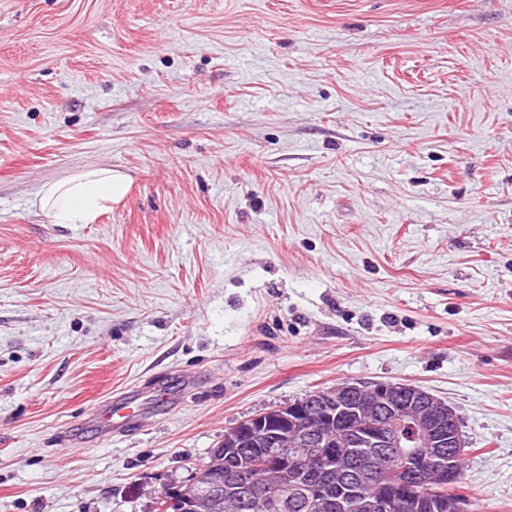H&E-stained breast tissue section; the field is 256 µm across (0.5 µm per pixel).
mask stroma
Masks as SVG:
<instances>
[{"instance_id":"35a3bbf8","label":"stroma","mask_w":512,"mask_h":512,"mask_svg":"<svg viewBox=\"0 0 512 512\" xmlns=\"http://www.w3.org/2000/svg\"><path fill=\"white\" fill-rule=\"evenodd\" d=\"M93 165L127 197L51 223ZM343 381L444 400L512 512V0H0V512H151ZM131 188L129 177L104 166L90 167L47 183L35 205L54 224H94L99 215L119 204ZM140 398L139 391L132 389L107 399L94 413L99 431L105 436H119L130 424H140Z\"/></svg>"}]
</instances>
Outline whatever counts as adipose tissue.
Wrapping results in <instances>:
<instances>
[{
    "mask_svg": "<svg viewBox=\"0 0 512 512\" xmlns=\"http://www.w3.org/2000/svg\"><path fill=\"white\" fill-rule=\"evenodd\" d=\"M131 188L120 171L94 166L68 178L47 183L35 204L54 224H91L119 204Z\"/></svg>",
    "mask_w": 512,
    "mask_h": 512,
    "instance_id": "obj_1",
    "label": "adipose tissue"
}]
</instances>
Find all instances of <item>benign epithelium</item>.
<instances>
[{
  "mask_svg": "<svg viewBox=\"0 0 512 512\" xmlns=\"http://www.w3.org/2000/svg\"><path fill=\"white\" fill-rule=\"evenodd\" d=\"M260 439L261 461L251 449L235 447L239 428ZM465 454L459 418L443 400L424 389L380 382L363 388L341 383L317 389L286 405L267 410L224 430V456L236 459L222 482L200 483L199 465L183 482L164 485L153 501L155 512L178 502L189 512H206L215 503L224 512H241L257 489L288 488V496L306 493L298 483L310 469L336 476V512H394L413 499L416 485L434 496L448 495L453 512H464L456 497L455 462ZM372 472L395 498L368 495L351 470Z\"/></svg>",
  "mask_w": 512,
  "mask_h": 512,
  "instance_id": "1",
  "label": "benign epithelium"
}]
</instances>
